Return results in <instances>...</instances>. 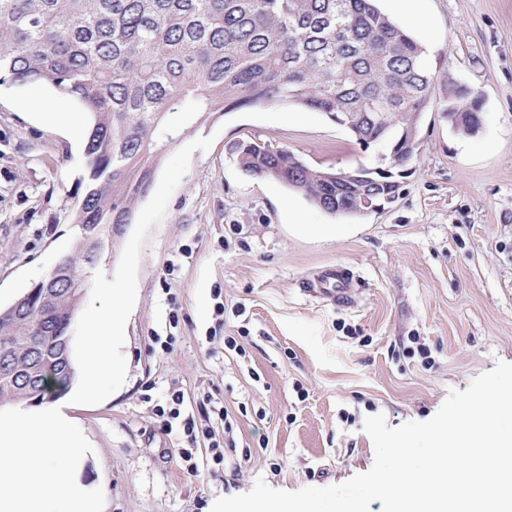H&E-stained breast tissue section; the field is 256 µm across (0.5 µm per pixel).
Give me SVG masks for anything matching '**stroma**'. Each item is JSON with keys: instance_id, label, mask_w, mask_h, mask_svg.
Returning a JSON list of instances; mask_svg holds the SVG:
<instances>
[{"instance_id": "1", "label": "stroma", "mask_w": 512, "mask_h": 512, "mask_svg": "<svg viewBox=\"0 0 512 512\" xmlns=\"http://www.w3.org/2000/svg\"><path fill=\"white\" fill-rule=\"evenodd\" d=\"M379 6L423 42L435 79L417 152L393 174L394 203L333 216L248 175L234 148L249 139L333 171L382 167L385 153L320 112L257 105L205 115L170 146L131 224L105 245L74 341L106 303H125L126 373L104 377L96 404L69 411L95 449L85 480L103 512H211L260 479L285 491L342 483L374 463L366 417L384 415L391 427L429 420L450 391L512 363V0ZM451 82L479 98L474 134L448 122ZM73 123L89 127L90 116L53 88L0 85V309L75 249L71 214L86 170ZM326 224L346 232L321 234ZM336 265L356 278L344 306L304 290ZM219 301L223 333L244 355L207 339ZM413 336L430 348L432 368L404 355ZM175 390L182 416L208 421L216 437L233 425L224 464L196 443L202 481L187 472L181 430L166 431L155 413Z\"/></svg>"}]
</instances>
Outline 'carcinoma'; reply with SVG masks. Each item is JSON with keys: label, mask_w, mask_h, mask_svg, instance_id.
<instances>
[{"label": "carcinoma", "mask_w": 512, "mask_h": 512, "mask_svg": "<svg viewBox=\"0 0 512 512\" xmlns=\"http://www.w3.org/2000/svg\"><path fill=\"white\" fill-rule=\"evenodd\" d=\"M46 83L91 116L88 172L73 223H131L162 153L200 117L286 101L352 125L365 147L397 145L432 102L423 47L375 0H0V82ZM447 111L474 133L479 100L448 87ZM243 170L336 215L362 214L355 188L286 149L242 141ZM89 243L60 262L86 274ZM27 324L0 316V336ZM27 385L0 386V403Z\"/></svg>", "instance_id": "obj_1"}]
</instances>
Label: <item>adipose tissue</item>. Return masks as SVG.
I'll return each instance as SVG.
<instances>
[{
	"label": "adipose tissue",
	"instance_id": "obj_1",
	"mask_svg": "<svg viewBox=\"0 0 512 512\" xmlns=\"http://www.w3.org/2000/svg\"><path fill=\"white\" fill-rule=\"evenodd\" d=\"M86 344L74 399L95 402L104 375L125 365V311L106 308L86 322ZM91 449L54 402H19L0 408V512H101L81 474Z\"/></svg>",
	"mask_w": 512,
	"mask_h": 512
}]
</instances>
